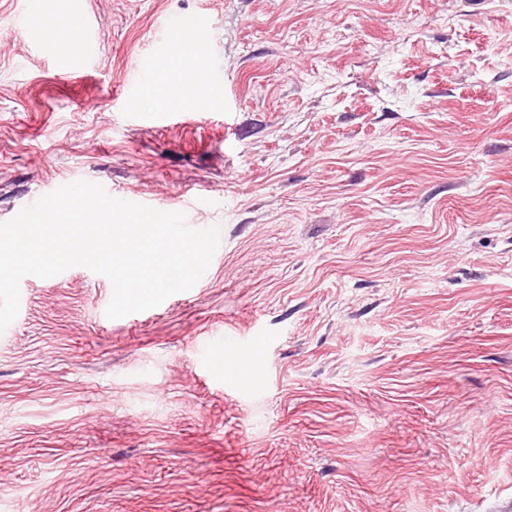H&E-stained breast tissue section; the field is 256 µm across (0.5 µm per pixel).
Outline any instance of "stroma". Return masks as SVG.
I'll use <instances>...</instances> for the list:
<instances>
[{"label": "stroma", "instance_id": "35a3bbf8", "mask_svg": "<svg viewBox=\"0 0 512 512\" xmlns=\"http://www.w3.org/2000/svg\"><path fill=\"white\" fill-rule=\"evenodd\" d=\"M0 0V222L77 180L220 225L119 319L82 266L0 333V512H496L512 497V0ZM224 84L148 117L164 20ZM264 350L261 373L237 363ZM43 29L50 31L54 37L61 36L69 41V43L76 47L79 41L78 25L72 18L66 19L63 17H55L53 12L44 15Z\"/></svg>", "mask_w": 512, "mask_h": 512}]
</instances>
